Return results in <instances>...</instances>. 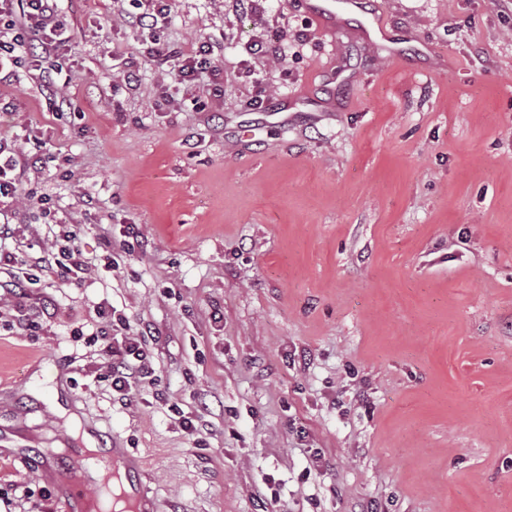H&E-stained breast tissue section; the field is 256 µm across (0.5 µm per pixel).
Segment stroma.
<instances>
[{
	"mask_svg": "<svg viewBox=\"0 0 512 512\" xmlns=\"http://www.w3.org/2000/svg\"><path fill=\"white\" fill-rule=\"evenodd\" d=\"M119 8L60 0L64 113L0 63V135L38 154L6 247L46 246L45 193L94 260L0 295V493L61 512L88 433L154 512H512V13L367 0L389 58L298 0H173L162 42L222 70L181 83ZM105 308L152 356L125 394Z\"/></svg>",
	"mask_w": 512,
	"mask_h": 512,
	"instance_id": "obj_1",
	"label": "stroma"
}]
</instances>
